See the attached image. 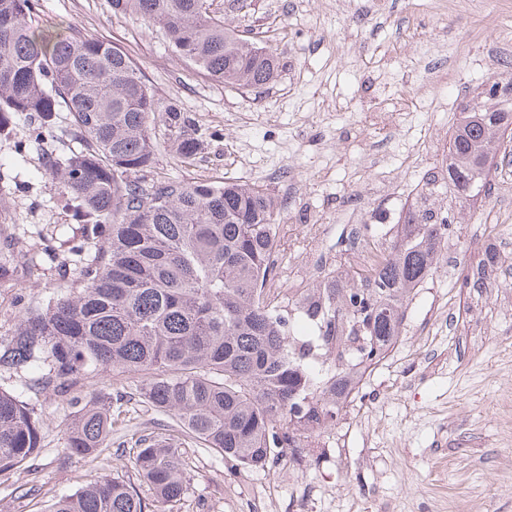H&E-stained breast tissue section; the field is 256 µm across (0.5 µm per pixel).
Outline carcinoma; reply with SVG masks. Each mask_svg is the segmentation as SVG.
Wrapping results in <instances>:
<instances>
[{
    "label": "carcinoma",
    "mask_w": 512,
    "mask_h": 512,
    "mask_svg": "<svg viewBox=\"0 0 512 512\" xmlns=\"http://www.w3.org/2000/svg\"><path fill=\"white\" fill-rule=\"evenodd\" d=\"M208 0H111L119 13L159 28L173 52L212 80L258 88L278 57L203 9ZM38 0H0V137L30 119L29 137L54 136L68 113L78 146L46 153L57 200L76 245L59 261L60 283L0 342V371H45L66 392L92 369L140 379V395L172 421L183 443L224 456L229 470H258L303 447L346 415L339 400L405 330L411 297L437 271L458 204L489 184L494 145L512 131V81L464 100L448 140V177L429 176L407 208L387 255L336 266L303 299H279L270 257L279 212L255 184L154 180L157 135L186 163L203 146L177 103L161 102L122 48L73 28L44 27ZM448 201V219L437 203ZM0 270L38 266L35 252L0 238ZM66 448L97 458L112 444L113 398H67ZM42 420L0 389V472L41 447ZM134 467L154 502L184 495L179 451L140 435ZM118 479L53 497L48 512H145Z\"/></svg>",
    "instance_id": "cac0c4a2"
}]
</instances>
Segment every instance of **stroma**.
<instances>
[{
    "label": "stroma",
    "instance_id": "1",
    "mask_svg": "<svg viewBox=\"0 0 512 512\" xmlns=\"http://www.w3.org/2000/svg\"><path fill=\"white\" fill-rule=\"evenodd\" d=\"M251 40L279 59L275 80L256 90L214 82L174 56L158 28L109 0H39V19L70 26L128 52L161 100H179L208 139L191 163L161 149L155 179L258 184L287 202L280 254L308 244L307 210L335 228L354 215L394 224L410 193L439 160L457 106L489 82L512 78L496 56L512 26V0H450L440 27L428 0H211ZM18 119L0 139V232L42 253L34 275L0 276V340L25 309L59 282L58 254L70 218L45 173L43 145ZM426 145L415 160L416 141ZM512 141L492 161L487 192L458 209L453 259L440 263L407 309L402 340L369 373L362 398L338 425L306 442L296 463L228 470L222 455L182 445L187 491L166 512H512ZM496 255L500 285L464 287ZM432 351H424V341ZM36 374L0 372L40 415L41 446L23 468L0 473V512H42L53 496L101 477L136 482L141 429L173 435L165 414L143 403L134 376L114 412L112 444L95 460L65 447L63 395L36 388Z\"/></svg>",
    "mask_w": 512,
    "mask_h": 512
}]
</instances>
